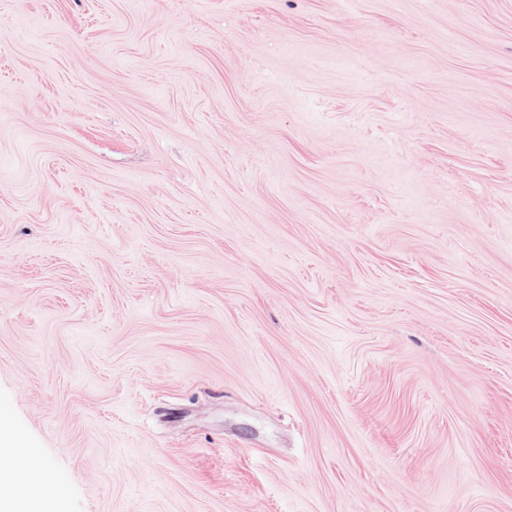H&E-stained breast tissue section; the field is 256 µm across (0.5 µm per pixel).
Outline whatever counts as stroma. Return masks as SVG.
<instances>
[{"mask_svg": "<svg viewBox=\"0 0 512 512\" xmlns=\"http://www.w3.org/2000/svg\"><path fill=\"white\" fill-rule=\"evenodd\" d=\"M0 412L60 512H512V0H0Z\"/></svg>", "mask_w": 512, "mask_h": 512, "instance_id": "obj_1", "label": "stroma"}]
</instances>
